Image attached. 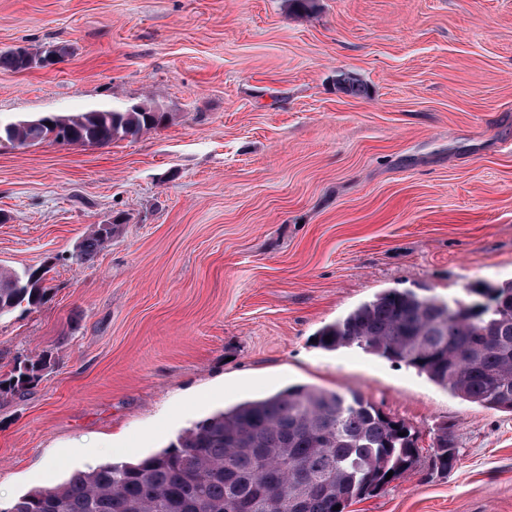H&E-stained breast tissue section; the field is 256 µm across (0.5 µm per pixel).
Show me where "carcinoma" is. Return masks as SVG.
Returning a JSON list of instances; mask_svg holds the SVG:
<instances>
[{"instance_id":"1","label":"carcinoma","mask_w":512,"mask_h":512,"mask_svg":"<svg viewBox=\"0 0 512 512\" xmlns=\"http://www.w3.org/2000/svg\"><path fill=\"white\" fill-rule=\"evenodd\" d=\"M41 52L1 50L0 68L20 72ZM167 120L150 103L55 116L70 142L84 145L135 137ZM48 132L42 121L24 120L0 127V139L29 145ZM119 223L116 216L85 236L76 263L93 261ZM43 280L39 270L0 268V317L24 302L41 305ZM317 341L403 363L467 402L512 412V281L493 289L487 303L384 290L320 329ZM49 363L46 356L17 362L0 379V397L39 382ZM417 440L404 421L359 394L291 387L208 417L144 459L76 471L0 512H346L419 465ZM457 461L445 426L432 465L446 473Z\"/></svg>"}]
</instances>
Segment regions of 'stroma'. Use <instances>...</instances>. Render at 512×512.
Returning a JSON list of instances; mask_svg holds the SVG:
<instances>
[{"label": "stroma", "instance_id": "35a3bbf8", "mask_svg": "<svg viewBox=\"0 0 512 512\" xmlns=\"http://www.w3.org/2000/svg\"><path fill=\"white\" fill-rule=\"evenodd\" d=\"M46 42L69 48L56 68L0 69L1 125L141 102L169 121L104 146L0 140V267L49 289L0 318V375L51 357L0 398V505L84 469L72 448L132 462L307 385L418 436L421 465L348 512H512V413L314 342L387 289L512 280V0H0V50ZM117 224H121L119 216H115L112 224H99L77 246L73 258L78 264H86L94 260L96 255L104 248L106 242L112 237ZM50 363L48 356H41L37 359H24L16 363L13 371L6 378L0 379V397H8L21 394L26 391L28 387L38 383L42 377L43 372L47 369ZM27 377V380H23ZM15 380V383H12ZM432 465L441 473L452 470L458 461V454L454 448L452 439L448 436L447 427L441 429L432 446Z\"/></svg>", "mask_w": 512, "mask_h": 512}]
</instances>
